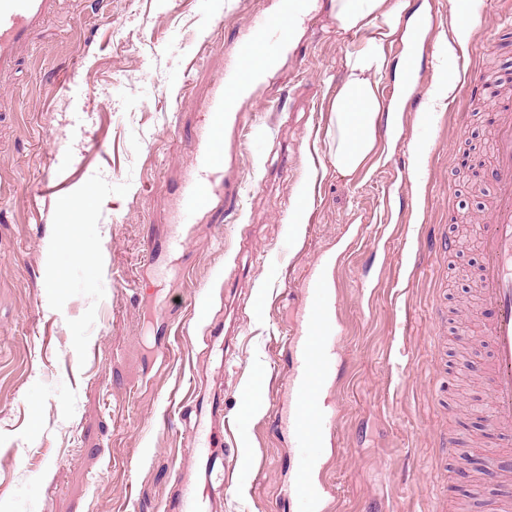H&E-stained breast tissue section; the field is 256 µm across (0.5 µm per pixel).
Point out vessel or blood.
I'll use <instances>...</instances> for the list:
<instances>
[{"label": "vessel or blood", "mask_w": 512, "mask_h": 512, "mask_svg": "<svg viewBox=\"0 0 512 512\" xmlns=\"http://www.w3.org/2000/svg\"><path fill=\"white\" fill-rule=\"evenodd\" d=\"M274 11L251 17L238 41L231 46L232 59L225 66L205 110L211 122L191 152L197 173L189 177L182 195V218H189L206 201L237 195V185L216 182L209 176L217 163L212 142L218 131L238 122V103L247 92L252 76L241 61L271 59L288 48L291 23L301 16L305 0H274ZM58 0H0V83L19 69L36 40L54 17ZM490 134L493 139L492 202L490 219L481 227V262L477 281L480 300L491 318L483 330L488 339L486 361L472 365L471 371L488 379L486 413L494 430L502 432L506 446H512V113H496ZM306 303L301 329L286 336L287 355L284 390L288 396L286 418L297 449L313 448L322 436L333 433L334 417L317 403L314 394L336 364V301L322 272L309 271L302 283ZM224 435L223 422H198L190 434L189 446L200 459L210 456ZM327 480L319 472H299L288 488L291 497L307 498L311 512H334L326 498ZM209 493L199 485L184 482L173 512H211Z\"/></svg>", "instance_id": "b4317fda"}]
</instances>
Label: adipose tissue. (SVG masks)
<instances>
[{
    "mask_svg": "<svg viewBox=\"0 0 512 512\" xmlns=\"http://www.w3.org/2000/svg\"><path fill=\"white\" fill-rule=\"evenodd\" d=\"M408 0H328V15L343 32H363L362 47L345 58V77L331 101V164L341 176L354 174L377 148L385 110L380 80L392 62L389 39L410 42L421 32L418 18L406 17Z\"/></svg>",
    "mask_w": 512,
    "mask_h": 512,
    "instance_id": "adipose-tissue-1",
    "label": "adipose tissue"
}]
</instances>
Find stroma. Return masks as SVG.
Returning <instances> with one entry per match:
<instances>
[{
	"label": "stroma",
	"mask_w": 512,
	"mask_h": 512,
	"mask_svg": "<svg viewBox=\"0 0 512 512\" xmlns=\"http://www.w3.org/2000/svg\"><path fill=\"white\" fill-rule=\"evenodd\" d=\"M477 22L456 56L424 53L422 80L385 152L349 177L329 163V101L364 34L312 13L294 48L241 104L240 145L214 176L237 182L165 234L195 164L190 143L225 50L271 0H64L5 87L0 115V512H165L179 476L204 479L182 448L197 408L220 395L233 444L214 459L233 484L213 512H309L286 489L303 455L276 421L281 343L308 269L335 261L340 320L335 444L315 449L338 512H461L512 485L481 467L489 317L474 298L490 119L512 90L450 105L419 124L436 77L512 75V0H469ZM67 183L69 201L47 195ZM314 187L312 209L295 216ZM455 241L436 245L439 234ZM221 333L229 357L208 345ZM455 436L456 448L439 442ZM468 455L462 467L460 455Z\"/></svg>",
	"instance_id": "35a3bbf8"
}]
</instances>
